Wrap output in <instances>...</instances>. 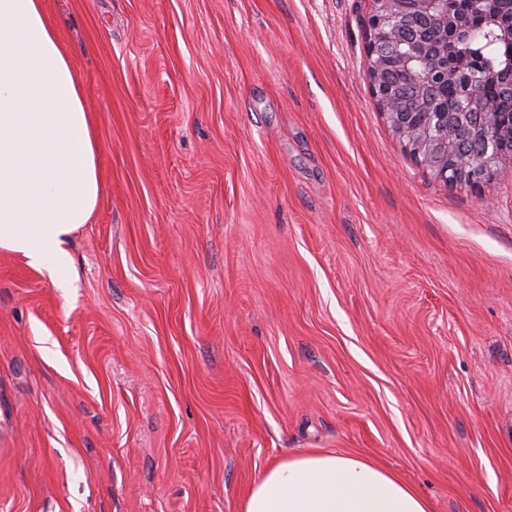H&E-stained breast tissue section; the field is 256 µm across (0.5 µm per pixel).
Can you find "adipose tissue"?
I'll return each instance as SVG.
<instances>
[{
	"instance_id": "ef3b65f1",
	"label": "adipose tissue",
	"mask_w": 512,
	"mask_h": 512,
	"mask_svg": "<svg viewBox=\"0 0 512 512\" xmlns=\"http://www.w3.org/2000/svg\"><path fill=\"white\" fill-rule=\"evenodd\" d=\"M97 146L81 86L41 0H0V251L51 277L74 263L64 243L99 199ZM241 512H430L374 462L329 452L271 464Z\"/></svg>"
}]
</instances>
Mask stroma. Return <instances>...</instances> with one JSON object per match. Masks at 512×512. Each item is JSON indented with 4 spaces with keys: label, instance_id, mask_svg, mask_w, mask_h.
Masks as SVG:
<instances>
[{
    "label": "stroma",
    "instance_id": "stroma-1",
    "mask_svg": "<svg viewBox=\"0 0 512 512\" xmlns=\"http://www.w3.org/2000/svg\"><path fill=\"white\" fill-rule=\"evenodd\" d=\"M43 8L101 193L66 286L0 252V512H240L305 452L512 512V161L417 164L368 0Z\"/></svg>",
    "mask_w": 512,
    "mask_h": 512
}]
</instances>
